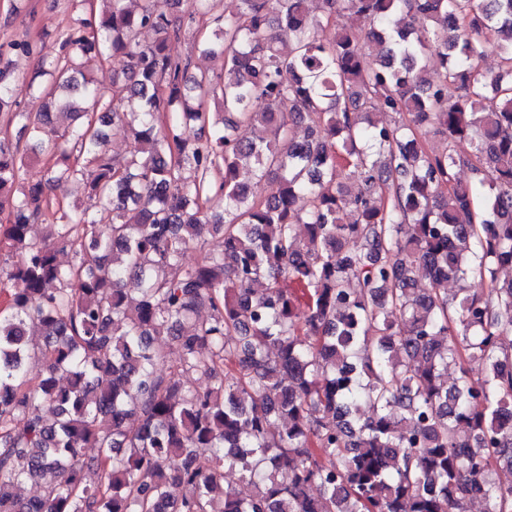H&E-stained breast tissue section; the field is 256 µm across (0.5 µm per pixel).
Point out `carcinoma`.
I'll list each match as a JSON object with an SVG mask.
<instances>
[{"label":"carcinoma","mask_w":512,"mask_h":512,"mask_svg":"<svg viewBox=\"0 0 512 512\" xmlns=\"http://www.w3.org/2000/svg\"><path fill=\"white\" fill-rule=\"evenodd\" d=\"M101 2L29 80L43 111L0 61V512H512V0ZM171 52L174 55H180L181 57L192 56L194 67L192 68L193 72H196L198 68L200 69H211L214 72L219 73L221 70L222 63L220 61H210V62H202V57H200L192 48L191 41L187 39H182L181 41H175L170 45Z\"/></svg>","instance_id":"1"}]
</instances>
